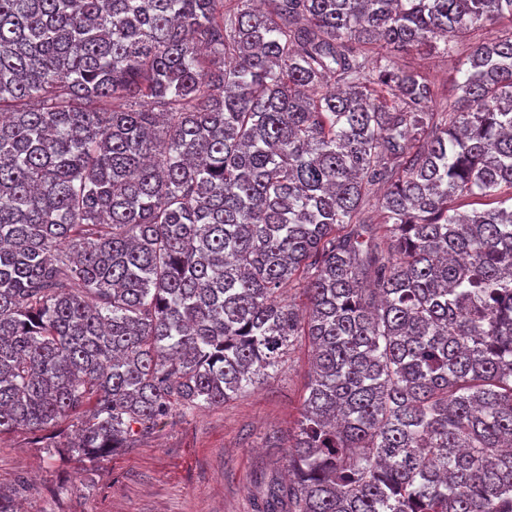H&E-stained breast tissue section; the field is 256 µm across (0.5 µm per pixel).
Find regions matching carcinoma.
Segmentation results:
<instances>
[{"instance_id": "obj_1", "label": "carcinoma", "mask_w": 512, "mask_h": 512, "mask_svg": "<svg viewBox=\"0 0 512 512\" xmlns=\"http://www.w3.org/2000/svg\"><path fill=\"white\" fill-rule=\"evenodd\" d=\"M235 2L0 0V433L95 465L301 338L260 512H512V0ZM487 22L434 111L396 56Z\"/></svg>"}]
</instances>
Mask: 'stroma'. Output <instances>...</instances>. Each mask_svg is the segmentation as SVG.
<instances>
[{
  "label": "stroma",
  "instance_id": "35a3bbf8",
  "mask_svg": "<svg viewBox=\"0 0 512 512\" xmlns=\"http://www.w3.org/2000/svg\"><path fill=\"white\" fill-rule=\"evenodd\" d=\"M467 54L401 56L397 63L426 74L438 87L442 112L455 98L452 81ZM307 348L297 344L282 371L261 387L214 408L173 414L150 437L98 466L51 457L32 432L0 435V487L19 492L22 512H257L269 479L285 477V451L266 435L292 433L309 380ZM87 479L93 496L57 495L61 483Z\"/></svg>",
  "mask_w": 512,
  "mask_h": 512
}]
</instances>
